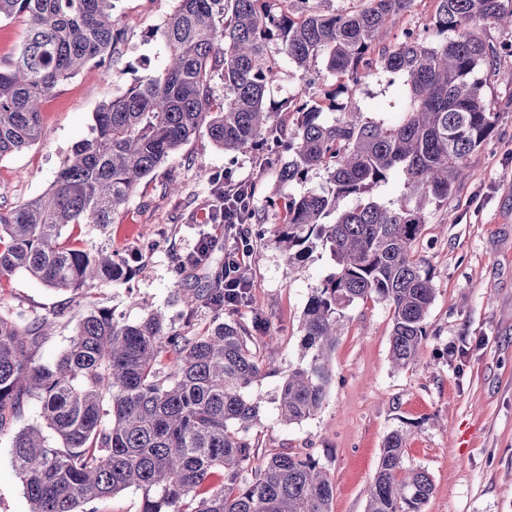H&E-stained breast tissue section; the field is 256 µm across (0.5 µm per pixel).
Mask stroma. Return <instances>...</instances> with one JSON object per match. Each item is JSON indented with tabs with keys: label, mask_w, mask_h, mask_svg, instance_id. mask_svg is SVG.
I'll return each mask as SVG.
<instances>
[{
	"label": "stroma",
	"mask_w": 512,
	"mask_h": 512,
	"mask_svg": "<svg viewBox=\"0 0 512 512\" xmlns=\"http://www.w3.org/2000/svg\"><path fill=\"white\" fill-rule=\"evenodd\" d=\"M115 4L113 18L124 36L119 60L109 69L88 64L43 101L40 141L0 158V208L48 190L73 145L89 136L99 107L162 69L165 48L151 32L173 11L174 0ZM486 94L501 113L495 132L472 156L469 176L456 184L447 203L431 209L415 247L436 288L418 358L395 368L389 305L356 302L342 320L326 399L302 423L279 422L275 389L281 374L300 361L303 310L335 265L318 249L298 273H289L274 244L279 215L266 207V199L302 193L322 180L316 174L306 186L280 183L277 172L287 153L230 154L206 133L197 134L142 181L108 227H74L84 245L108 246L122 256L131 267L127 278L84 297L18 272L0 281V306L23 310L31 320L53 317V332L38 352L45 361L68 347L93 304L127 322L158 309L175 328L188 322L208 327V308L189 318L177 301L188 274L172 260L207 230L216 243L208 271L221 267L228 249H248L249 288L227 317L247 327L261 322V354L274 367L251 386L260 414L252 435L262 446L253 466L283 449L311 453L333 486L331 512H365L383 441L404 426L411 431L406 466L425 470L434 483L425 512H512V53L502 54ZM227 175L254 190L259 222L244 241L229 226L206 222L216 183ZM172 181L178 194L167 191ZM10 443V435H0V512H26Z\"/></svg>",
	"instance_id": "1"
}]
</instances>
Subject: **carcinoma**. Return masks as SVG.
I'll list each match as a JSON object with an SVG mask.
<instances>
[{"label": "carcinoma", "mask_w": 512, "mask_h": 512, "mask_svg": "<svg viewBox=\"0 0 512 512\" xmlns=\"http://www.w3.org/2000/svg\"><path fill=\"white\" fill-rule=\"evenodd\" d=\"M325 2L176 0L153 32L168 56L161 72L101 106L45 193L0 209V279L22 271L84 292L124 278L114 252L88 248L66 229L110 224L139 184L204 129L229 153L288 151L283 183L325 175L297 197L268 200L282 215L275 244L289 269L318 246L336 266L305 305L302 363L276 389L280 420L299 424L322 407L344 310L357 301L393 308L391 360L413 363L435 298L433 273L413 248L430 207L469 176L471 156L496 127L485 87L502 47L481 30L512 26V0H435L424 30L392 47L378 46V35L412 0H358L345 10ZM2 17L23 19L25 36L0 68V158L36 144L43 99L90 61L112 67L122 42L112 0H0ZM273 45L299 71L322 64L338 86L319 98L276 99ZM382 79L399 88L398 120L338 102L351 86ZM393 179L402 196L378 198L374 190ZM224 293L222 271L201 288L179 289L188 316L212 312L202 334L170 326L160 312L129 323L92 308L49 364L36 356L52 321L0 307V435L12 432L28 512H81L128 488L142 491V512H330L333 488L313 455L283 450L250 467L260 445L250 436L259 406L249 389L264 364L252 329L224 320ZM30 400L42 422L16 431ZM408 437L404 428L387 435L366 512H424L433 483L405 467ZM219 469L224 484L197 498Z\"/></svg>", "instance_id": "obj_1"}]
</instances>
